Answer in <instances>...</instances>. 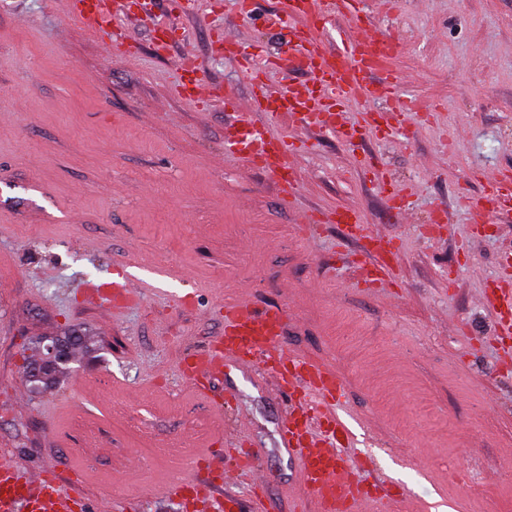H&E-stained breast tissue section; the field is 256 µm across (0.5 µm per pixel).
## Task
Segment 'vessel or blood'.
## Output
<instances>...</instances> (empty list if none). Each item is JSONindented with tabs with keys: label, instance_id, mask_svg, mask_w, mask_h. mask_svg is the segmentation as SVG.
Masks as SVG:
<instances>
[{
	"label": "vessel or blood",
	"instance_id": "b4317fda",
	"mask_svg": "<svg viewBox=\"0 0 512 512\" xmlns=\"http://www.w3.org/2000/svg\"><path fill=\"white\" fill-rule=\"evenodd\" d=\"M71 13L88 32L101 34L110 10L100 0H71ZM340 16L345 26L338 31L332 48H324L322 35ZM271 25L285 29L287 51L258 60L244 41L232 32L224 34V51L234 57L253 88L251 109L274 118L299 117L303 122L335 133L338 140L376 137L382 132L374 114L351 120L349 112L360 102L400 100L401 111H420V104L400 98L401 81L392 67L400 43L390 35L373 36L365 29L371 20L363 0H281L280 9L269 15ZM283 74L301 72L306 82L275 94L269 89L267 71ZM224 151L261 168L278 182L285 199L298 188L290 163L297 147L287 136L274 135L241 122L224 136ZM483 191L462 199V206L486 217L512 210V170L480 173ZM381 192L388 207L404 214L410 194L393 180L384 181ZM311 224L341 225L346 237L356 242L372 263L356 279L360 288L389 287L392 270L401 251L398 243L381 235L368 234L360 214L353 209L327 210L307 218ZM96 297L123 304L132 295L126 280L91 287ZM484 304L495 309L500 342L512 340V260L504 259L502 274L482 291ZM287 314L279 308L258 309L239 302L224 309V334L206 354L184 362L182 374L191 390L199 392L207 379H220L234 370L253 365L271 373L277 389L295 387L308 379L319 396L318 404L299 403L277 424L279 444L294 460L313 501L316 512H358L359 505L378 503L379 512H402L394 496L372 498L368 480L352 466L345 453L354 434L338 409L345 387L336 373L324 364L302 362L287 353L284 332ZM203 459H196L191 475L175 496L199 494L209 504L208 481ZM86 497L80 487L64 488L55 470L30 472L12 455L0 453V512H83Z\"/></svg>",
	"mask_w": 512,
	"mask_h": 512
}]
</instances>
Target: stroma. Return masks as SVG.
Returning a JSON list of instances; mask_svg holds the SVG:
<instances>
[{"label":"stroma","mask_w":512,"mask_h":512,"mask_svg":"<svg viewBox=\"0 0 512 512\" xmlns=\"http://www.w3.org/2000/svg\"><path fill=\"white\" fill-rule=\"evenodd\" d=\"M396 2L382 13L365 0L370 30L398 35L401 94L433 122L411 137L397 125L387 140L347 146L255 115L307 144L290 205L269 176L224 152L233 120L224 95L244 105L252 89L217 51L216 26L251 46L280 45L234 0L216 15L200 0L177 17L169 0H150L149 16L128 26L138 50L130 61L106 55L64 0H0V450L32 468L54 465L63 482L83 480L92 510L121 500L137 512H180L158 491L203 450L232 463L243 424L270 473L264 512H292L308 492L278 445L286 399L260 368L236 371L214 388L229 397L218 413L179 372L185 354L223 332L225 304L244 299L282 307L288 350L336 370L356 452L409 507L512 512V378L499 373L493 313L478 301L512 252V213L488 222L457 207L481 192L478 171L512 168V0ZM168 18L178 33L159 55ZM186 41L215 95L204 110L173 92L171 58ZM368 165L409 187V222L389 214ZM438 206L451 230L424 236ZM344 207L396 238V288L343 287L357 245L334 227L296 229L302 213ZM469 238L471 252H460ZM120 266L139 303L83 304L78 286L115 278ZM188 293L195 304H179ZM79 326L96 352L76 354L60 389L30 393L26 347ZM157 443L183 452L150 460ZM456 466L477 492L461 486Z\"/></svg>","instance_id":"35a3bbf8"}]
</instances>
